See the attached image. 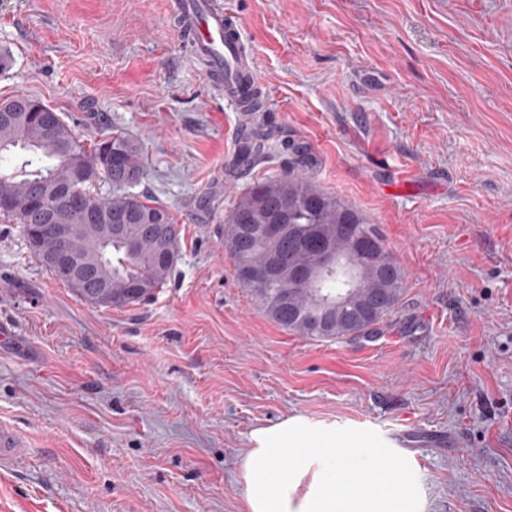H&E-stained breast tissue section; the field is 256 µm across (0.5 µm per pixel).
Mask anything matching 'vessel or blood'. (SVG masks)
I'll use <instances>...</instances> for the list:
<instances>
[{
    "label": "vessel or blood",
    "mask_w": 512,
    "mask_h": 512,
    "mask_svg": "<svg viewBox=\"0 0 512 512\" xmlns=\"http://www.w3.org/2000/svg\"><path fill=\"white\" fill-rule=\"evenodd\" d=\"M169 8L207 77L223 89L235 111H244L251 97L260 93L261 81L253 58L243 52L242 26L217 0H171Z\"/></svg>",
    "instance_id": "1"
}]
</instances>
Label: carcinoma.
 <instances>
[{
    "instance_id": "carcinoma-1",
    "label": "carcinoma",
    "mask_w": 512,
    "mask_h": 512,
    "mask_svg": "<svg viewBox=\"0 0 512 512\" xmlns=\"http://www.w3.org/2000/svg\"><path fill=\"white\" fill-rule=\"evenodd\" d=\"M37 107L38 100L23 94L0 103V111L13 113L10 118L0 117V196L6 194L10 200L0 205V215L20 224L25 233L43 203L55 204L64 224L73 222L85 205H95L112 216V223L127 225V233L102 244L99 235L88 232L75 241V247L98 261L110 284L112 305L152 297L171 274L178 239L139 230L157 214L163 216V223L175 226L166 207L129 192L128 181L136 185L145 174L140 143L114 133L90 150L62 118L52 131H45L35 114ZM309 166L306 152L297 150L288 171L253 184L237 199L225 217L224 252L238 282L282 328L309 339L368 336L401 300L402 270L378 225L313 185L306 173ZM98 172L112 181V195L105 199L90 196ZM37 181L59 188L60 197L52 202L33 197L30 185ZM278 218L293 231L272 238L255 233ZM333 251L374 263L377 270L354 282L326 275L302 283L284 277L266 284L252 277L274 252L286 262L296 259L308 266Z\"/></svg>"
}]
</instances>
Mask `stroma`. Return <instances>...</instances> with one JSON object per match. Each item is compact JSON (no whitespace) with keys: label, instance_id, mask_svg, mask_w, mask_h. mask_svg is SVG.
I'll use <instances>...</instances> for the list:
<instances>
[{"label":"stroma","instance_id":"35a3bbf8","mask_svg":"<svg viewBox=\"0 0 512 512\" xmlns=\"http://www.w3.org/2000/svg\"><path fill=\"white\" fill-rule=\"evenodd\" d=\"M265 91L273 149L232 166L239 115L195 65L167 0H0L26 94L85 146L139 141L137 193L173 214L178 257L151 299L104 308L0 217V512H245L251 431H331L412 512H512V0H222ZM308 175L380 227L404 293L373 334L314 341L237 281L224 217L254 183ZM450 436L404 454L390 433Z\"/></svg>","mask_w":512,"mask_h":512}]
</instances>
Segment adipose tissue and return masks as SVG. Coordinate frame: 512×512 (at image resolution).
I'll return each mask as SVG.
<instances>
[{
	"instance_id": "adipose-tissue-1",
	"label": "adipose tissue",
	"mask_w": 512,
	"mask_h": 512,
	"mask_svg": "<svg viewBox=\"0 0 512 512\" xmlns=\"http://www.w3.org/2000/svg\"><path fill=\"white\" fill-rule=\"evenodd\" d=\"M329 432L295 421L259 428L241 463L245 512H405L408 487L384 465L353 476Z\"/></svg>"
}]
</instances>
